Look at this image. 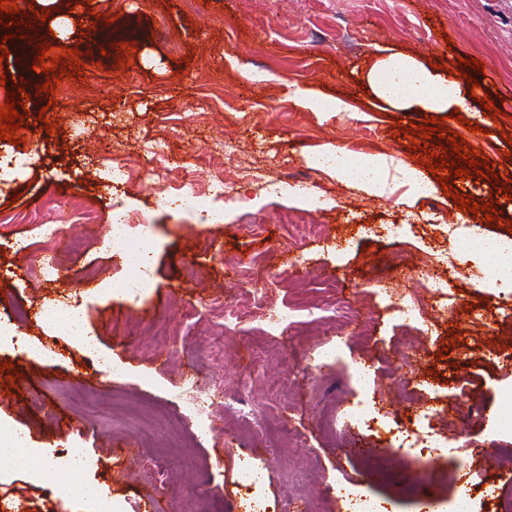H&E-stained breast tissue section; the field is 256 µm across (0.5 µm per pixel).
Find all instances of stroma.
<instances>
[{
    "mask_svg": "<svg viewBox=\"0 0 512 512\" xmlns=\"http://www.w3.org/2000/svg\"><path fill=\"white\" fill-rule=\"evenodd\" d=\"M22 40L0 61V76L19 78L30 99L26 140H0V364L17 377L0 393V416L36 447L65 461L70 449L96 459L86 478L125 512H143L147 496L167 512H227L247 501L239 485L244 461L267 463L261 494L270 512L284 505L310 512H344L339 487L383 503L388 512H415L420 502L454 498L472 487L474 512H493L491 492H512V471L496 468L489 451L512 448L496 416L512 386V308L486 278L480 259L463 251L469 227L455 220L452 197L375 199L309 169L305 150L332 143L353 151H382L403 161L423 159L399 133L422 124L420 112L373 106L358 71L377 46H392L451 66L457 58L483 62L477 97L493 99L496 120L466 143L495 162L493 181H457L473 199H494L497 226L484 214L474 223L503 235L512 223V195L500 188L512 172V0H56L40 18L39 0H18ZM137 50L119 63V42ZM78 48L84 68L61 78L53 96L37 95L43 71L33 70L42 44ZM235 57L238 67L227 59ZM312 85L348 101L352 112L321 118L289 100L286 83ZM56 124L37 126L39 114ZM223 144L239 167L274 180L291 173L328 199L311 208L247 182L229 181L224 220L163 205L156 174L180 183L192 170L195 190L223 175ZM158 242L148 278L124 264L121 249L105 248L113 203ZM95 214L76 222L78 211ZM56 229L60 243H36L32 215ZM448 254L454 309L439 313L423 283ZM255 259L272 309H296L310 320L303 333L244 327L225 333L215 304L229 300L238 262ZM118 282L122 293L101 300L96 287ZM421 312L423 332L405 335L384 292ZM60 302L82 309L89 352L76 336L55 335L44 309ZM154 328L124 336L125 324ZM454 347H447V338ZM345 339L346 360L372 370L367 385L379 423L350 419L356 402L344 369L320 371L324 349ZM46 346L50 363L29 358ZM445 359H438V352ZM124 367L110 375L107 364ZM422 386L420 400L401 401L402 384ZM243 395L251 423L237 405H216L213 433L193 436L178 398ZM337 419V433L364 448L387 447L390 427L444 434L446 447L431 466L398 459L376 479L355 455L338 448L320 420ZM0 512H80L78 501L52 484L11 472L0 480Z\"/></svg>",
    "mask_w": 512,
    "mask_h": 512,
    "instance_id": "obj_1",
    "label": "stroma"
}]
</instances>
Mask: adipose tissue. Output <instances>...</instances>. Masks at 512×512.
Wrapping results in <instances>:
<instances>
[{
    "instance_id": "ef3b65f1",
    "label": "adipose tissue",
    "mask_w": 512,
    "mask_h": 512,
    "mask_svg": "<svg viewBox=\"0 0 512 512\" xmlns=\"http://www.w3.org/2000/svg\"><path fill=\"white\" fill-rule=\"evenodd\" d=\"M373 99L400 112H430L450 116L454 111L480 119L469 96L470 85L451 71L432 68L417 55L377 47L360 71ZM287 93L302 110L316 115L350 111V104L313 86L288 84ZM309 168L327 173L337 182L362 194L383 199L404 190L411 200L436 196L439 183L420 167L398 160L387 152H351L327 144L304 155ZM467 249L478 252L489 271V286L512 284V238L471 234ZM28 472L36 481L51 480L78 498L81 512H124L120 502L105 497L84 479L89 468L86 456L74 452L66 463H58L43 448L33 447L9 420L0 418V465Z\"/></svg>"
}]
</instances>
